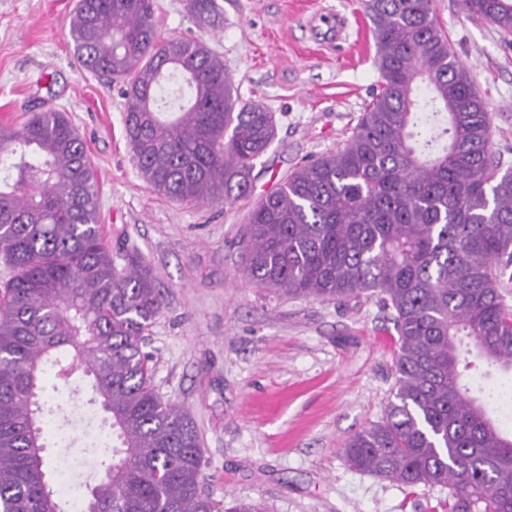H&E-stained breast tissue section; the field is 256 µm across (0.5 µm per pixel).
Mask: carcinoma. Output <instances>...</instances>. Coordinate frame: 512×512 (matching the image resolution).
Instances as JSON below:
<instances>
[{"instance_id": "cac0c4a2", "label": "carcinoma", "mask_w": 512, "mask_h": 512, "mask_svg": "<svg viewBox=\"0 0 512 512\" xmlns=\"http://www.w3.org/2000/svg\"><path fill=\"white\" fill-rule=\"evenodd\" d=\"M383 82L346 144L293 169L254 203L242 272L294 298L376 297L399 350L382 419L352 436L347 465L406 487L442 486L441 512H512V434L490 408L512 389L468 396L457 337L487 367L512 371V169L490 116L436 22L433 0H363ZM512 35V0H462ZM77 62L126 85L124 128L141 177L176 202L246 197L277 135L274 113L242 99L223 59L198 39L158 37L152 0H78ZM430 96L419 95L420 86ZM85 144L65 115L0 127V512H65L45 486V364L66 386L74 351L112 434L97 445L81 512H266L224 506L203 475L192 414L153 384L146 333L166 307L136 251L98 224Z\"/></svg>"}]
</instances>
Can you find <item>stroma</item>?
Returning <instances> with one entry per match:
<instances>
[{"mask_svg":"<svg viewBox=\"0 0 512 512\" xmlns=\"http://www.w3.org/2000/svg\"><path fill=\"white\" fill-rule=\"evenodd\" d=\"M77 0H0V126L37 106L66 113L96 174L100 222L137 248L166 296L147 350L159 394L193 415L215 499H260L267 512H436L441 486L409 488L357 472L345 442L379 421L395 384L398 335L377 298L292 299L242 274L253 203L303 159L342 147L382 77L362 0H216L213 22L186 0H154L161 38L203 40L244 99L266 105L278 134L247 199L186 204L139 175L124 130L125 87L80 66L68 44ZM456 57L486 101L495 154L512 166V37L434 0ZM337 16L330 32L320 16ZM81 387L56 414L77 446L98 422Z\"/></svg>","mask_w":512,"mask_h":512,"instance_id":"obj_1","label":"stroma"}]
</instances>
